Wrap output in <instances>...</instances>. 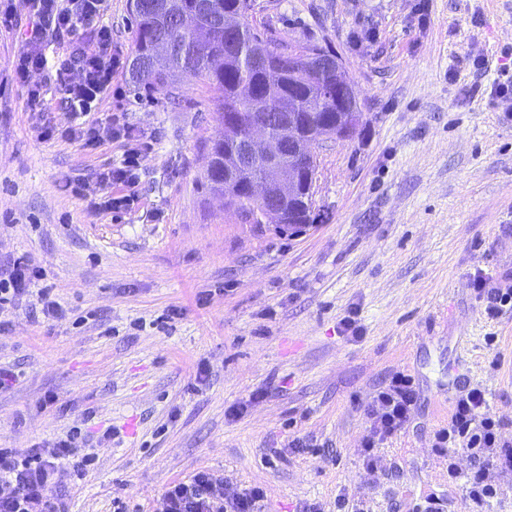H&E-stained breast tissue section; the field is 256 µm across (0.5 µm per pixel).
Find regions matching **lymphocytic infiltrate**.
<instances>
[{
	"mask_svg": "<svg viewBox=\"0 0 512 512\" xmlns=\"http://www.w3.org/2000/svg\"><path fill=\"white\" fill-rule=\"evenodd\" d=\"M33 21L23 40L15 66L17 77L29 85L28 102L38 106L41 88L29 84L32 74L53 67L57 92L72 112L83 114L111 89L114 77L124 67L120 56L111 52L112 32L101 28L97 48L79 51L56 63H49L46 45L50 38L70 34L85 19L96 15L101 0H31ZM142 147L129 150L123 163L101 170L96 176L102 196L95 207L117 210L133 203L129 190L138 181ZM42 274L28 256L14 259L0 271V304L14 303L28 295H36L44 318L62 320L67 310L54 299L53 289L41 285ZM418 396L409 376L393 373L372 394L365 406L370 422L362 439V452L367 468L377 465L375 453L380 444L401 432L409 423ZM486 397L481 388L470 389L459 396L448 424L435 435L436 453L447 458L450 449L460 448L475 459L474 467L461 471L449 463L448 477L458 482L470 512H487L499 500L504 489L495 474L512 475V443L503 440L499 419L486 414ZM84 444L77 435L69 434L52 442L34 445L29 451L0 448V512H64L63 504L48 498L46 489L52 482L61 461L83 464ZM265 493L262 488L249 487L227 494L222 484L206 470L196 472L189 480L171 483L163 494L162 512H258Z\"/></svg>",
	"mask_w": 512,
	"mask_h": 512,
	"instance_id": "1",
	"label": "lymphocytic infiltrate"
}]
</instances>
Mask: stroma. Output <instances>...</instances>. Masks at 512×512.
I'll return each mask as SVG.
<instances>
[{
    "instance_id": "stroma-1",
    "label": "stroma",
    "mask_w": 512,
    "mask_h": 512,
    "mask_svg": "<svg viewBox=\"0 0 512 512\" xmlns=\"http://www.w3.org/2000/svg\"><path fill=\"white\" fill-rule=\"evenodd\" d=\"M12 5L15 25L0 30V264L30 255L70 314L0 306V366L17 376L0 393V448L112 428L90 442L83 475L64 463L49 485L66 512H159L168 484L200 470L261 487L263 512H333L340 492L373 512H413L433 493L466 512L433 433L476 385L512 441V310L488 318L473 290L480 277L512 285V116L489 96L512 61V0H255L257 31L336 53L364 113L352 139L317 148L318 219L293 234L246 223L207 190L218 99L189 75L171 97L120 71L81 120L126 125L148 148L134 204L91 211L96 172L129 141L90 150L63 136L78 120L48 74L29 106L13 71L32 12ZM104 26L131 61L129 0H102L54 55L94 47ZM45 127L57 136L40 139ZM397 371L418 404L369 472L364 405Z\"/></svg>"
}]
</instances>
